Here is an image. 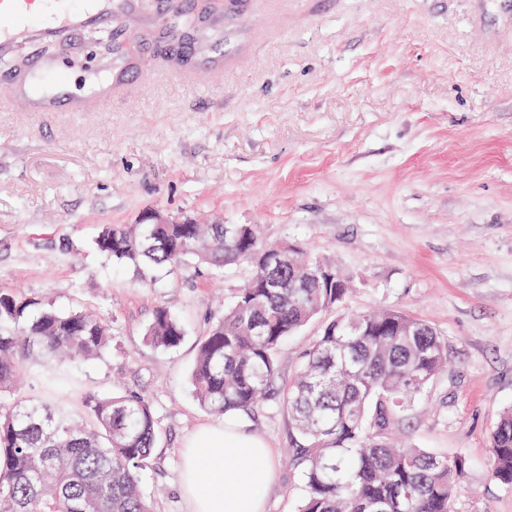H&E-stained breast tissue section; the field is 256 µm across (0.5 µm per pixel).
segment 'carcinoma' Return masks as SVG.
<instances>
[{"mask_svg":"<svg viewBox=\"0 0 512 512\" xmlns=\"http://www.w3.org/2000/svg\"><path fill=\"white\" fill-rule=\"evenodd\" d=\"M198 22L185 6L171 9L177 34ZM96 246L119 264L249 267L197 344L191 385L211 415L247 414L265 401L287 412L296 431L290 463L301 466L304 484L297 512H448L468 459L390 442L402 414L447 366V347L427 322L396 312L337 314L278 390L282 347L343 302L344 276L330 269L336 283L327 285L297 246L262 243L249 224H108ZM184 336L165 308L146 330L161 350ZM110 340L96 316L0 291V512H152L139 486L156 448L150 402L77 386L74 367ZM29 357L39 399L14 393ZM490 448L495 478L512 487V408ZM42 457L49 469L40 478L33 462Z\"/></svg>","mask_w":512,"mask_h":512,"instance_id":"cac0c4a2","label":"carcinoma"}]
</instances>
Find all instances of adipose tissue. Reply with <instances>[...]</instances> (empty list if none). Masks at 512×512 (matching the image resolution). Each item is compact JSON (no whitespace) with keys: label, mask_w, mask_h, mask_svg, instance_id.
Wrapping results in <instances>:
<instances>
[{"label":"adipose tissue","mask_w":512,"mask_h":512,"mask_svg":"<svg viewBox=\"0 0 512 512\" xmlns=\"http://www.w3.org/2000/svg\"><path fill=\"white\" fill-rule=\"evenodd\" d=\"M273 478L269 447L236 424L204 425L187 443L183 488L190 512H264Z\"/></svg>","instance_id":"1"}]
</instances>
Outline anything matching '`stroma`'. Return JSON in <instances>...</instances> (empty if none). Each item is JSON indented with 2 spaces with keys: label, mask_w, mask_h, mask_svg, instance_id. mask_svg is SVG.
<instances>
[{
  "label": "stroma",
  "mask_w": 512,
  "mask_h": 512,
  "mask_svg": "<svg viewBox=\"0 0 512 512\" xmlns=\"http://www.w3.org/2000/svg\"><path fill=\"white\" fill-rule=\"evenodd\" d=\"M243 10L260 40L235 71H214L234 40L223 26L184 48L183 68L136 35L124 45L133 87L108 111L0 109V290L110 324L111 346L77 373L151 403L158 442L140 486L153 512H187L184 444L213 420L189 383L196 345L250 270L118 265L95 239L154 209L259 225L263 241L349 277L343 311L436 330L448 369L396 431L469 459L449 512H512L489 451L512 407V22L497 0ZM162 307L185 324L169 351L145 338ZM321 327L314 319L284 345L278 387ZM229 419L274 452L266 512H294L303 483L287 413L263 404Z\"/></svg>",
  "instance_id": "obj_1"
}]
</instances>
